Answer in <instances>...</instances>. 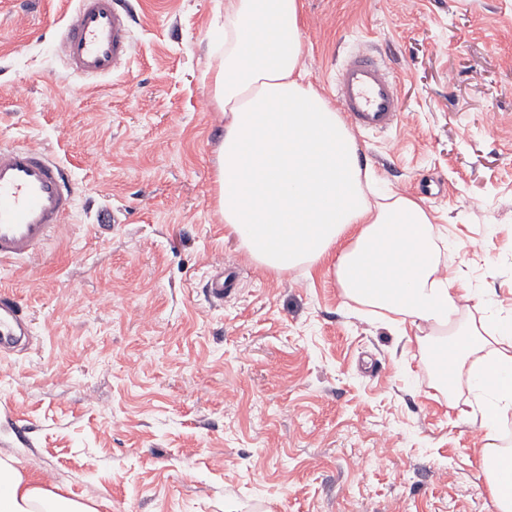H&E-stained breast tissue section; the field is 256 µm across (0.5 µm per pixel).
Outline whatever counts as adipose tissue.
Instances as JSON below:
<instances>
[{
  "label": "adipose tissue",
  "mask_w": 512,
  "mask_h": 512,
  "mask_svg": "<svg viewBox=\"0 0 512 512\" xmlns=\"http://www.w3.org/2000/svg\"><path fill=\"white\" fill-rule=\"evenodd\" d=\"M301 8V0H225L210 68L211 99L224 114L214 179L224 228L277 273L330 263L347 298L418 331V345L447 369L444 385L466 376L468 419L484 432L478 467L498 512H512V451L497 438L512 415V312L464 325L463 304L475 294L442 271L426 210L404 195L370 203L353 134L302 68ZM0 512L96 510L1 457Z\"/></svg>",
  "instance_id": "obj_1"
}]
</instances>
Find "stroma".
Masks as SVG:
<instances>
[{"label":"stroma","mask_w":512,"mask_h":512,"mask_svg":"<svg viewBox=\"0 0 512 512\" xmlns=\"http://www.w3.org/2000/svg\"><path fill=\"white\" fill-rule=\"evenodd\" d=\"M130 4V59L90 83L62 62L73 0H0V140L76 188L67 226L0 264L32 328L0 360V454L97 512H496L467 383L438 390L428 351L326 264L272 273L225 237L205 78L224 0ZM302 4L321 94L364 48L400 78L403 124L355 133L359 162L437 216L481 324L512 300V0ZM207 293L213 299L217 301H224V296H229L235 291L237 287V280L235 276L230 273H224L220 271L214 275H211L207 282Z\"/></svg>","instance_id":"1"}]
</instances>
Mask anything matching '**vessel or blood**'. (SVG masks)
I'll return each instance as SVG.
<instances>
[{
	"mask_svg": "<svg viewBox=\"0 0 512 512\" xmlns=\"http://www.w3.org/2000/svg\"><path fill=\"white\" fill-rule=\"evenodd\" d=\"M67 69L87 79L119 71L132 54L128 13L122 0H76L61 34ZM336 102L358 129L388 131L401 122L399 82L385 61L366 53L346 55L336 76ZM75 187L64 168L46 151L0 143V262L37 255L67 223ZM237 287L235 276L219 272L207 282L217 301ZM28 317L20 298L0 291V354L28 336Z\"/></svg>",
	"mask_w": 512,
	"mask_h": 512,
	"instance_id": "1",
	"label": "vessel or blood"
}]
</instances>
